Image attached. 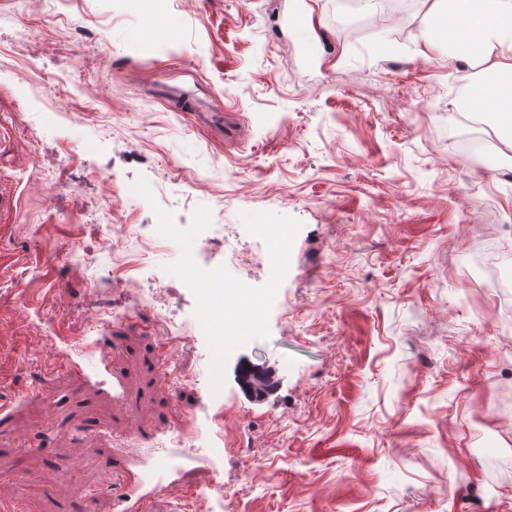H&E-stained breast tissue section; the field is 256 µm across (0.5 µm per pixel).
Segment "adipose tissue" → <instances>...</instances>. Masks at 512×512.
<instances>
[{"label": "adipose tissue", "instance_id": "obj_1", "mask_svg": "<svg viewBox=\"0 0 512 512\" xmlns=\"http://www.w3.org/2000/svg\"><path fill=\"white\" fill-rule=\"evenodd\" d=\"M426 19L416 54L440 48L449 62L478 68L479 79L462 102L492 117L512 151V0H419Z\"/></svg>", "mask_w": 512, "mask_h": 512}]
</instances>
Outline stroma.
Returning a JSON list of instances; mask_svg holds the SVG:
<instances>
[{"mask_svg":"<svg viewBox=\"0 0 512 512\" xmlns=\"http://www.w3.org/2000/svg\"><path fill=\"white\" fill-rule=\"evenodd\" d=\"M302 7L0 0L10 512H118L120 467L140 474L151 512H212L200 492L217 479L224 512H512V298L479 265L485 249L507 254L512 282V178L448 144L454 84L477 73L416 57L420 10L384 18L374 42L353 33L362 10L315 0L312 37ZM164 84L223 112V130L175 111ZM100 171L121 190L113 205ZM141 176L176 223L209 207L196 262L252 287L270 258L241 212L301 224L269 336L229 357L220 392L191 291L147 308L128 286L179 256L139 237L156 221L131 190ZM161 341L169 375L151 359ZM246 362L275 373L263 401L238 381ZM177 424L196 453L159 490L152 445Z\"/></svg>","mask_w":512,"mask_h":512,"instance_id":"1","label":"stroma"}]
</instances>
